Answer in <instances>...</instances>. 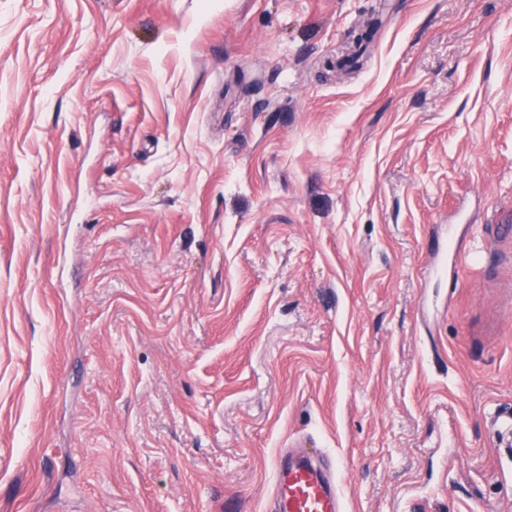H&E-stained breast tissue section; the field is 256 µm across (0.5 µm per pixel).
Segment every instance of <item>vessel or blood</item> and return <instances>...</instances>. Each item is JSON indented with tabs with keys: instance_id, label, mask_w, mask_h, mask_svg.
I'll return each instance as SVG.
<instances>
[{
	"instance_id": "obj_1",
	"label": "vessel or blood",
	"mask_w": 512,
	"mask_h": 512,
	"mask_svg": "<svg viewBox=\"0 0 512 512\" xmlns=\"http://www.w3.org/2000/svg\"><path fill=\"white\" fill-rule=\"evenodd\" d=\"M270 512H346L336 464L302 448L281 452Z\"/></svg>"
}]
</instances>
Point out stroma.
<instances>
[{
    "instance_id": "35a3bbf8",
    "label": "stroma",
    "mask_w": 512,
    "mask_h": 512,
    "mask_svg": "<svg viewBox=\"0 0 512 512\" xmlns=\"http://www.w3.org/2000/svg\"><path fill=\"white\" fill-rule=\"evenodd\" d=\"M512 0H0V512H512ZM282 451L273 471L271 512H346L336 463L300 442Z\"/></svg>"
}]
</instances>
